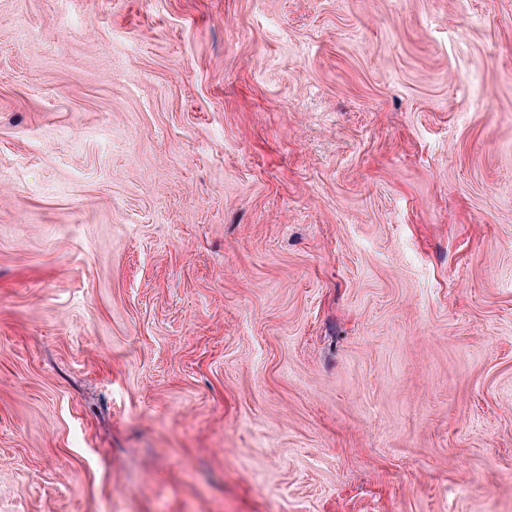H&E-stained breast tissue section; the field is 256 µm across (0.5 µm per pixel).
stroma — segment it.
Masks as SVG:
<instances>
[{
	"label": "stroma",
	"mask_w": 512,
	"mask_h": 512,
	"mask_svg": "<svg viewBox=\"0 0 512 512\" xmlns=\"http://www.w3.org/2000/svg\"><path fill=\"white\" fill-rule=\"evenodd\" d=\"M0 512H512V0H0Z\"/></svg>",
	"instance_id": "35a3bbf8"
}]
</instances>
